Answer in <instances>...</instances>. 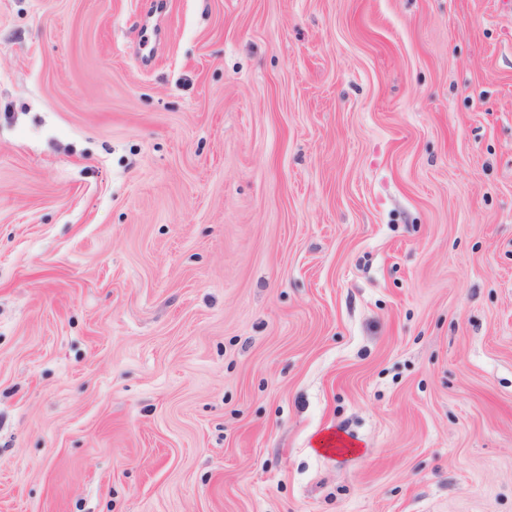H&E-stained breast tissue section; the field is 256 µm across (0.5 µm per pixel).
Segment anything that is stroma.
I'll use <instances>...</instances> for the list:
<instances>
[{"label": "stroma", "mask_w": 512, "mask_h": 512, "mask_svg": "<svg viewBox=\"0 0 512 512\" xmlns=\"http://www.w3.org/2000/svg\"><path fill=\"white\" fill-rule=\"evenodd\" d=\"M0 512H512V0H0Z\"/></svg>", "instance_id": "1"}]
</instances>
